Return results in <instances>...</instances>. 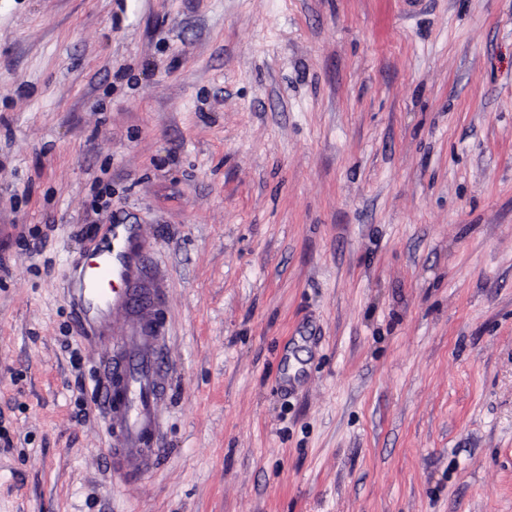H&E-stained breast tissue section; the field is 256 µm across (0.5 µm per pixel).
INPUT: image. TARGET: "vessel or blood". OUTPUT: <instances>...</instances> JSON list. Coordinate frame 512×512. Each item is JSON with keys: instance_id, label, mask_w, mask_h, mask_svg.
I'll return each mask as SVG.
<instances>
[{"instance_id": "obj_1", "label": "vessel or blood", "mask_w": 512, "mask_h": 512, "mask_svg": "<svg viewBox=\"0 0 512 512\" xmlns=\"http://www.w3.org/2000/svg\"><path fill=\"white\" fill-rule=\"evenodd\" d=\"M108 230L121 240V247L100 252L95 269L82 273L75 293L81 323L97 326L104 341L113 337L110 312L119 309L127 315L119 337L121 351L110 358V380L101 402L119 433L121 467L127 476L135 477L145 473L149 461L157 457L164 325L151 303L145 257L129 247L140 235L138 225L112 224Z\"/></svg>"}]
</instances>
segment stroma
Listing matches in <instances>:
<instances>
[{"label": "stroma", "instance_id": "35a3bbf8", "mask_svg": "<svg viewBox=\"0 0 512 512\" xmlns=\"http://www.w3.org/2000/svg\"><path fill=\"white\" fill-rule=\"evenodd\" d=\"M109 224L136 479L70 294ZM0 512H512V0H0ZM106 230L112 232V239H123L124 245L98 253L96 268L88 265V273L82 272L74 290L80 305V322L97 326L99 337L111 349L108 316L114 309L127 315L120 335L121 352L110 355V380L100 397L112 427L119 432L121 447L117 451L121 467L128 477H136L148 470L149 460L155 464L157 458L155 446L163 403L164 325L151 303V288L144 276L145 257L129 248L140 235L139 225L109 224Z\"/></svg>", "mask_w": 512, "mask_h": 512}]
</instances>
